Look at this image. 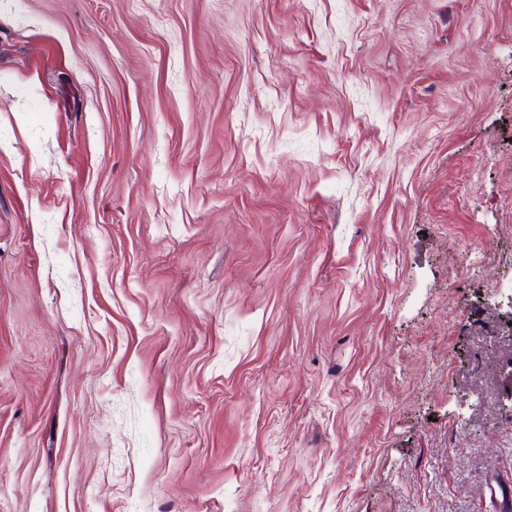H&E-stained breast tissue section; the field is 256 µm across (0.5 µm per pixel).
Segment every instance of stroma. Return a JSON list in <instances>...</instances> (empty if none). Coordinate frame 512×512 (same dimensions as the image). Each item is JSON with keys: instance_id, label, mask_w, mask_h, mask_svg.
Wrapping results in <instances>:
<instances>
[{"instance_id": "1", "label": "stroma", "mask_w": 512, "mask_h": 512, "mask_svg": "<svg viewBox=\"0 0 512 512\" xmlns=\"http://www.w3.org/2000/svg\"><path fill=\"white\" fill-rule=\"evenodd\" d=\"M511 279L512 0H0V512H496Z\"/></svg>"}]
</instances>
